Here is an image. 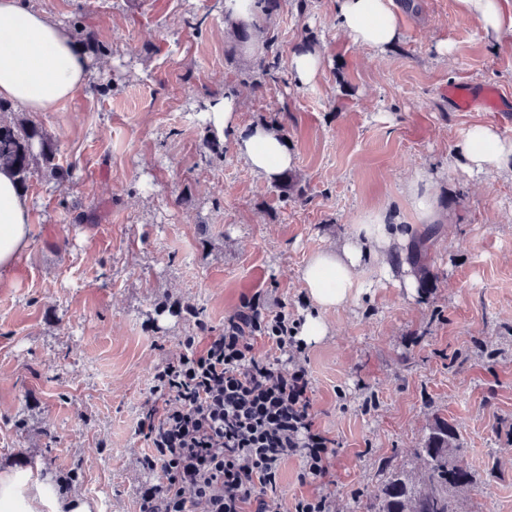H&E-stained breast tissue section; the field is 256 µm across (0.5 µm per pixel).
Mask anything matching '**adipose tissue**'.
I'll return each mask as SVG.
<instances>
[{"label": "adipose tissue", "mask_w": 512, "mask_h": 512, "mask_svg": "<svg viewBox=\"0 0 512 512\" xmlns=\"http://www.w3.org/2000/svg\"><path fill=\"white\" fill-rule=\"evenodd\" d=\"M462 14L477 19L496 37L512 36V10L503 0H458ZM336 21L353 42L383 53L403 38L399 11L393 0H336ZM0 26L11 29L0 36V99L32 112H50L70 98L89 78L88 62L69 32L23 0H0ZM238 99L233 93L210 101L205 118L215 135L233 145L250 167L267 178H277L293 167L294 157L284 140L264 125L242 127ZM470 171L489 173L512 168V142L493 126L474 124L458 144ZM31 203L10 173L0 171V272L9 271L29 245ZM410 233L398 215L381 209L361 219L355 234L335 247L314 254L301 270L302 284L316 306L299 329L305 341L317 342L329 333L325 311L362 294L367 267L388 262L396 246L406 245ZM92 512L89 502L75 494L57 495L53 486L32 480L29 474H0V512Z\"/></svg>", "instance_id": "1"}]
</instances>
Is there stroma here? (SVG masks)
<instances>
[{
    "instance_id": "stroma-1",
    "label": "stroma",
    "mask_w": 512,
    "mask_h": 512,
    "mask_svg": "<svg viewBox=\"0 0 512 512\" xmlns=\"http://www.w3.org/2000/svg\"><path fill=\"white\" fill-rule=\"evenodd\" d=\"M67 31L108 45L56 111L35 118L73 178L30 179L31 241L0 275V472L50 480L93 512H136L159 479L138 421L155 372L203 349L245 297L297 319L312 302L306 261L360 218L431 182L444 224L415 225L427 282L370 272L360 297L326 312L330 332L300 362L313 411L335 437L331 512H360L388 473L414 470L436 419L453 424L476 485L458 512H512V172H470L455 147L497 112H460L459 82L512 93V38L489 40L457 0L402 9L403 41L377 53L336 26V0H283L270 32L281 59L309 36L323 58L299 83L288 67L260 90L255 48L238 45L224 0H28ZM450 60H440L438 43ZM236 92L239 120L288 129L303 196L285 200L234 149L213 155L207 103ZM302 463L280 466L270 512L316 493Z\"/></svg>"
}]
</instances>
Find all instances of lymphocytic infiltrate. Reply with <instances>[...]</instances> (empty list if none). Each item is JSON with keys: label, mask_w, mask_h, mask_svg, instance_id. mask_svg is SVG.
Returning <instances> with one entry per match:
<instances>
[{"label": "lymphocytic infiltrate", "mask_w": 512, "mask_h": 512, "mask_svg": "<svg viewBox=\"0 0 512 512\" xmlns=\"http://www.w3.org/2000/svg\"><path fill=\"white\" fill-rule=\"evenodd\" d=\"M299 328L286 313L266 315L255 294L203 350L156 372L138 432L160 480L139 492L137 512H268L291 458L301 460L303 481L331 483L336 441L316 423L311 377L280 365L301 354ZM258 333L278 359L253 355Z\"/></svg>", "instance_id": "f902f5d3"}]
</instances>
